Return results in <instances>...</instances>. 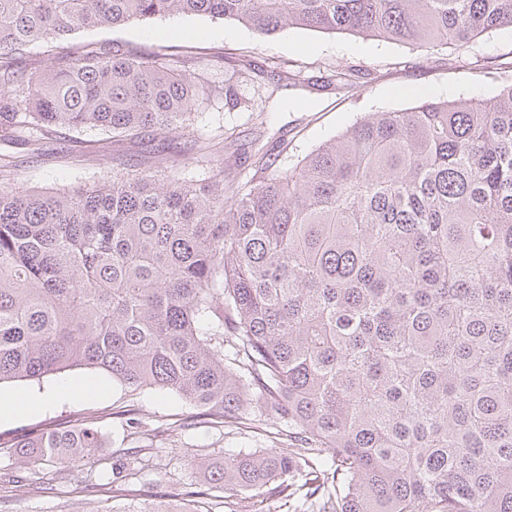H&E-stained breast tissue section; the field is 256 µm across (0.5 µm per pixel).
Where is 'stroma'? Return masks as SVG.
I'll return each mask as SVG.
<instances>
[{"label":"stroma","instance_id":"obj_1","mask_svg":"<svg viewBox=\"0 0 512 512\" xmlns=\"http://www.w3.org/2000/svg\"><path fill=\"white\" fill-rule=\"evenodd\" d=\"M74 43L119 45L146 51L163 45L170 59L196 69L209 81L223 83L233 70L249 68L246 81H235L238 96L254 102L255 111L232 109L223 99L201 100L193 108L189 128L173 135L175 142L192 136L211 139L216 146L213 165L236 163L241 181H249V159L257 146L284 138L281 167L295 166L322 142L338 135L356 120L381 110H406L425 98L491 99L500 86L512 83V31L485 33L464 48L428 52L414 45L363 38L351 33H325L286 28L264 36L233 20L177 16L136 22L117 28L78 31ZM356 69V87L343 85L340 69ZM287 72L288 81L274 84V71ZM45 160L31 164L21 177L22 186L35 190H63L109 178L112 160L123 154L140 158L153 151V143L116 144L101 130L70 132L51 141ZM212 167L186 160L184 173L193 180L208 177ZM17 394L50 396L44 406L0 414V473L24 475L25 469L11 447L14 440L36 428H55L93 417L105 444L84 470L70 482H60L53 463L40 466L46 490L18 498L10 484L0 482V512H110L112 505L176 492H199L203 512H232L223 492L204 491L198 470L186 465L183 452L193 449L204 459L223 458L225 452L254 447L253 438L217 428L180 429L183 419L197 409L172 392L143 391L130 395L111 376L74 369L36 381L0 385V398ZM131 417L155 427L166 425L157 437L151 466L133 485L110 495L87 497L77 488L87 474L110 477L120 468L127 444L121 422Z\"/></svg>","mask_w":512,"mask_h":512}]
</instances>
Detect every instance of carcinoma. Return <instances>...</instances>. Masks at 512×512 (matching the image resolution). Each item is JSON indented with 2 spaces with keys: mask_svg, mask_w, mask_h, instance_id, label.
Wrapping results in <instances>:
<instances>
[{
  "mask_svg": "<svg viewBox=\"0 0 512 512\" xmlns=\"http://www.w3.org/2000/svg\"><path fill=\"white\" fill-rule=\"evenodd\" d=\"M263 35L350 32L421 48L512 30V0H0V142L44 155L61 131L167 140L220 86L150 52L64 39L171 16ZM55 49L44 67L27 47ZM166 145L64 192L16 186L0 154V384L77 368L171 391L185 427L263 448L206 464L244 512H512V83L488 100L370 112L291 168L264 152L193 183ZM102 447L92 421L19 439L40 489ZM141 445L115 489L151 456ZM109 512H195L176 495Z\"/></svg>",
  "mask_w": 512,
  "mask_h": 512,
  "instance_id": "obj_1",
  "label": "carcinoma"
}]
</instances>
